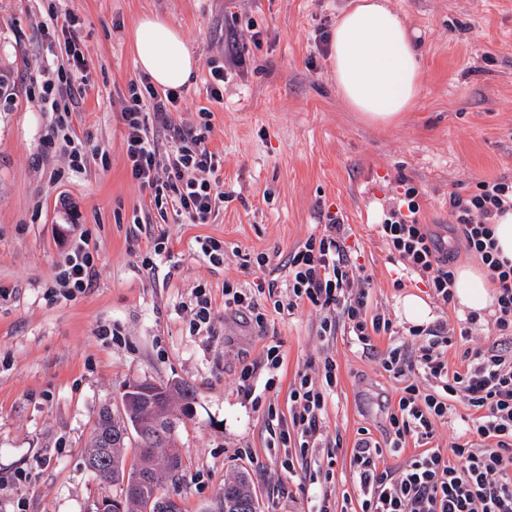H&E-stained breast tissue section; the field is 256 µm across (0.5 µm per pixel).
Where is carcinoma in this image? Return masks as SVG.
Here are the masks:
<instances>
[{
	"instance_id": "1",
	"label": "carcinoma",
	"mask_w": 512,
	"mask_h": 512,
	"mask_svg": "<svg viewBox=\"0 0 512 512\" xmlns=\"http://www.w3.org/2000/svg\"><path fill=\"white\" fill-rule=\"evenodd\" d=\"M195 399V389L183 383L173 387L147 385L145 392L123 401V415L116 418L99 414L85 464L100 483L120 485V512H181L179 504L165 499L159 489L161 475L178 479L183 467L182 458L173 449L158 454L159 449L170 446V443L153 438L149 426L160 413L172 415L175 401H181L183 409L187 410ZM131 434L137 439L138 460L128 468L123 448ZM222 497L224 505L218 507V512H257L255 492L243 474L224 484Z\"/></svg>"
}]
</instances>
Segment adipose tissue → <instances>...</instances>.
Returning <instances> with one entry per match:
<instances>
[{"mask_svg":"<svg viewBox=\"0 0 512 512\" xmlns=\"http://www.w3.org/2000/svg\"><path fill=\"white\" fill-rule=\"evenodd\" d=\"M131 42L137 67L156 86L179 89L198 70V58L180 30L161 16L143 15ZM330 46L336 86L352 110L381 126L411 110L422 84L418 51L402 17L384 0H360L344 13ZM455 300L461 309L477 313L494 305L496 292L485 268L456 269Z\"/></svg>","mask_w":512,"mask_h":512,"instance_id":"1","label":"adipose tissue"}]
</instances>
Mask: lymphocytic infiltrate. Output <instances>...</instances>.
<instances>
[{
    "label": "lymphocytic infiltrate",
    "mask_w": 512,
    "mask_h": 512,
    "mask_svg": "<svg viewBox=\"0 0 512 512\" xmlns=\"http://www.w3.org/2000/svg\"><path fill=\"white\" fill-rule=\"evenodd\" d=\"M123 110L126 125L127 167L141 188L149 190L155 206L171 200L192 224L211 219L223 193L215 174L219 162L205 145L203 133L172 128L170 112L177 107L176 91L157 93L147 77L131 81ZM151 106L155 121L173 129L175 150L168 163L142 116ZM415 187L404 190L403 209L390 212L379 234L393 258L406 270L421 274L433 297L454 298L453 256L420 224ZM512 210V182L496 178L479 182L468 197L450 195L448 211L463 236L466 249L480 258L496 286L494 322L502 347L470 349L478 328L472 313L459 330L439 322L416 329L420 343L389 346L380 360L389 378L400 385V397L387 415L385 445L360 439L350 456L357 512H512V266L495 255L492 226ZM96 258L86 241L72 245L55 279V293L71 299L91 285ZM347 229L338 216H330L321 235L310 237L303 249L288 259V300L274 302L272 310L295 311L308 306L322 315V335H335L347 325L360 344L372 335L393 330L389 318L368 313L366 287L354 286ZM464 346L465 371L448 368L449 347ZM337 364L325 359L322 382L299 375L291 391L292 413L282 441H297L300 455L320 446L327 398L337 384ZM468 408L464 441L448 448L432 447L437 429L447 423L454 401ZM424 448L393 471L381 467L383 453H400L408 438Z\"/></svg>",
    "instance_id": "1"
}]
</instances>
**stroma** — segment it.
<instances>
[{
	"mask_svg": "<svg viewBox=\"0 0 512 512\" xmlns=\"http://www.w3.org/2000/svg\"><path fill=\"white\" fill-rule=\"evenodd\" d=\"M358 0H0V475L27 480L0 486V512H97L119 486L85 466L100 410L122 412L133 381L185 382L196 401L174 439L183 469L163 490L182 512H217L225 480L249 473L258 512H309L319 491L342 500L351 490L350 456L360 430L384 437L397 384L380 354L410 341L398 315L403 294L420 296L437 320L458 327L457 304L433 298L421 276L391 260L378 233L404 185L417 188L418 219L450 244L456 265H478L448 215V196L478 182L512 177V0H387L420 48L422 86L410 112L380 126L343 102L324 51L337 18ZM79 19L89 63L83 84L58 100L68 131L88 139L81 168L60 149L44 151L53 118L36 77L65 59L62 33L41 30L48 9ZM165 17L199 58L171 121L205 128L226 193L206 224L185 223L175 206L159 209L126 164L122 109L138 79L132 31L142 15ZM224 64L222 99L209 93V61ZM349 227L356 262L370 275L369 315L391 318L394 334L371 338V352L347 330L318 334L320 312L272 311L287 301L288 257L323 230L327 215ZM86 238L96 257L92 288L53 301L49 290L72 243ZM169 253L155 256L158 238ZM224 243L213 265L198 241ZM265 254L266 266L243 264ZM155 259L148 273L143 262ZM275 283L260 294L270 307L264 330L224 310V289ZM213 307L212 332L190 326L196 290ZM114 331L103 338L100 329ZM283 362L261 405L243 394L244 366ZM338 366L323 420V442L342 441L331 482L316 485L279 433L290 421L297 373L320 379L322 361ZM275 419H268V412Z\"/></svg>",
	"mask_w": 512,
	"mask_h": 512,
	"instance_id": "1",
	"label": "stroma"
}]
</instances>
